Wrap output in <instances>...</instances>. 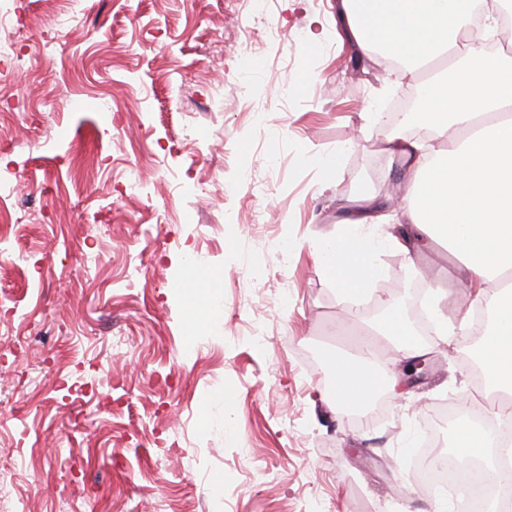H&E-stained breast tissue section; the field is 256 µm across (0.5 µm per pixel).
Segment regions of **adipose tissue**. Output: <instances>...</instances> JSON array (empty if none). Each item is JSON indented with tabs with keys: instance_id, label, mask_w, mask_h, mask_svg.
Segmentation results:
<instances>
[{
	"instance_id": "adipose-tissue-1",
	"label": "adipose tissue",
	"mask_w": 512,
	"mask_h": 512,
	"mask_svg": "<svg viewBox=\"0 0 512 512\" xmlns=\"http://www.w3.org/2000/svg\"><path fill=\"white\" fill-rule=\"evenodd\" d=\"M474 0H339L347 36L361 53L382 54L420 80L421 106L410 123L432 130L443 144L427 149L401 132L385 136L384 153L406 167L407 201L399 207L409 232L382 241L347 232L325 243L320 264L338 292L367 294L380 274L375 261L382 246L409 252L418 234L446 243L462 258L468 278L453 293L464 296L461 317H469L478 293L488 299L491 325L480 349L486 378L512 393V54L486 52L470 28ZM462 60L436 70L449 55ZM370 335L391 343L404 358L420 357L413 330L398 305L371 325ZM336 373L331 396L359 405L387 385L386 371L373 367L370 352L349 358L329 355ZM454 450L485 463L498 482L512 484V443L494 441L489 430L469 422L454 432Z\"/></svg>"
}]
</instances>
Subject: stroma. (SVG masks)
I'll use <instances>...</instances> for the list:
<instances>
[{"label": "stroma", "instance_id": "35a3bbf8", "mask_svg": "<svg viewBox=\"0 0 512 512\" xmlns=\"http://www.w3.org/2000/svg\"><path fill=\"white\" fill-rule=\"evenodd\" d=\"M5 6L0 507L420 512L426 418L476 381L474 324L429 287L465 268L386 249L352 303L319 265L356 199L405 187L380 142L415 83L341 37L336 0ZM192 256L219 280L190 285ZM388 303L447 335L415 334V379L376 339L395 390L334 402L327 353Z\"/></svg>", "mask_w": 512, "mask_h": 512}]
</instances>
